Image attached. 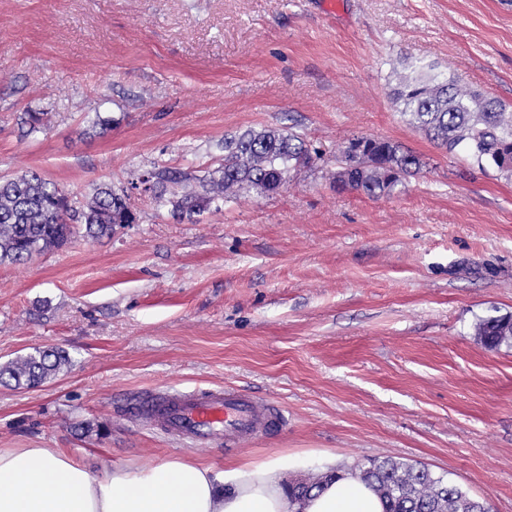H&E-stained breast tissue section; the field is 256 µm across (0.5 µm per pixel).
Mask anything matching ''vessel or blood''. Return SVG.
Returning a JSON list of instances; mask_svg holds the SVG:
<instances>
[{"label": "vessel or blood", "instance_id": "1", "mask_svg": "<svg viewBox=\"0 0 512 512\" xmlns=\"http://www.w3.org/2000/svg\"><path fill=\"white\" fill-rule=\"evenodd\" d=\"M149 410L168 434L179 438L261 437L283 422L277 413L259 422L251 398L237 390L168 394L153 401Z\"/></svg>", "mask_w": 512, "mask_h": 512}]
</instances>
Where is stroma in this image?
Returning <instances> with one entry per match:
<instances>
[{
  "mask_svg": "<svg viewBox=\"0 0 512 512\" xmlns=\"http://www.w3.org/2000/svg\"><path fill=\"white\" fill-rule=\"evenodd\" d=\"M416 60L511 108L512 0H0V177L35 170L82 199L157 165L214 170L226 136L263 127L322 152L191 221L132 193L137 221L112 237L0 265V363L72 360L38 388L0 385V448H60L96 474L289 454V482L330 457L393 458L512 512V347L475 335L512 314V180L408 124L390 80ZM357 136L419 172L378 199L337 190ZM217 387L285 425L227 444L128 412Z\"/></svg>",
  "mask_w": 512,
  "mask_h": 512,
  "instance_id": "obj_1",
  "label": "stroma"
}]
</instances>
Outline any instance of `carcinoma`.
Here are the masks:
<instances>
[{
    "label": "carcinoma",
    "mask_w": 512,
    "mask_h": 512,
    "mask_svg": "<svg viewBox=\"0 0 512 512\" xmlns=\"http://www.w3.org/2000/svg\"><path fill=\"white\" fill-rule=\"evenodd\" d=\"M393 76L397 81L394 100L413 127L448 152L463 148L477 167H491L512 179V109L429 64L415 62L409 72L395 71ZM353 142L358 153L342 154L336 172V185L342 190L373 198L390 196L405 177L420 170L416 155L386 139L362 136ZM312 152L311 144L296 132L247 129L224 138V166L215 171L196 175L157 166L120 188L100 184L82 202L35 170L1 177L0 265L26 262L76 237H110L116 227L136 223L128 204L134 190L149 191L156 202L169 203L179 221L241 189L276 192L283 181L310 167ZM475 330L489 349L508 345L512 314L486 316ZM70 364L68 352L61 347L37 348L0 364V383L38 388ZM352 471L381 496L386 512H489L485 502L425 467L374 458L353 465ZM330 478L329 473H311L288 484V494L301 501Z\"/></svg>",
    "instance_id": "carcinoma-1"
}]
</instances>
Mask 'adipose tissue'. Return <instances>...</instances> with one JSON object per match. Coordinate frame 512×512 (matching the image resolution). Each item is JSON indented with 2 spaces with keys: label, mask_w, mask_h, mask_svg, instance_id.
<instances>
[{
  "label": "adipose tissue",
  "mask_w": 512,
  "mask_h": 512,
  "mask_svg": "<svg viewBox=\"0 0 512 512\" xmlns=\"http://www.w3.org/2000/svg\"><path fill=\"white\" fill-rule=\"evenodd\" d=\"M285 457L224 471L190 457L93 474L59 448H0V512H384L348 468L302 501L288 495Z\"/></svg>",
  "instance_id": "1"
}]
</instances>
